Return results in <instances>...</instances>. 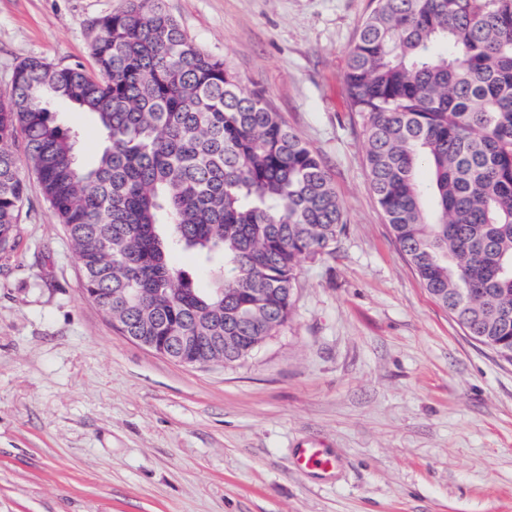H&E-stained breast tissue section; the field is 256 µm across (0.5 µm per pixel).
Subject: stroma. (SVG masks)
Segmentation results:
<instances>
[{"mask_svg":"<svg viewBox=\"0 0 512 512\" xmlns=\"http://www.w3.org/2000/svg\"><path fill=\"white\" fill-rule=\"evenodd\" d=\"M126 0H0V92L38 57L93 70ZM320 158L347 223L293 312L231 365L125 338L34 172L0 253V512H512V364L463 331L372 192L346 57L373 0H165ZM329 449L335 473L296 470Z\"/></svg>","mask_w":512,"mask_h":512,"instance_id":"1","label":"stroma"}]
</instances>
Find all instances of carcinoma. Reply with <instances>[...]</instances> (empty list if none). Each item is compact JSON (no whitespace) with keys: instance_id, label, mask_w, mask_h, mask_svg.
<instances>
[{"instance_id":"1","label":"carcinoma","mask_w":512,"mask_h":512,"mask_svg":"<svg viewBox=\"0 0 512 512\" xmlns=\"http://www.w3.org/2000/svg\"><path fill=\"white\" fill-rule=\"evenodd\" d=\"M374 2L345 74L374 196L429 294L512 363V0ZM95 28L97 73L28 58L0 93V252L27 200L21 131L83 287L122 334L240 362L238 337L255 350L288 321L300 261L344 231L341 202L318 156L163 0H127ZM54 101L94 118L92 161ZM176 252L210 265V288Z\"/></svg>"}]
</instances>
